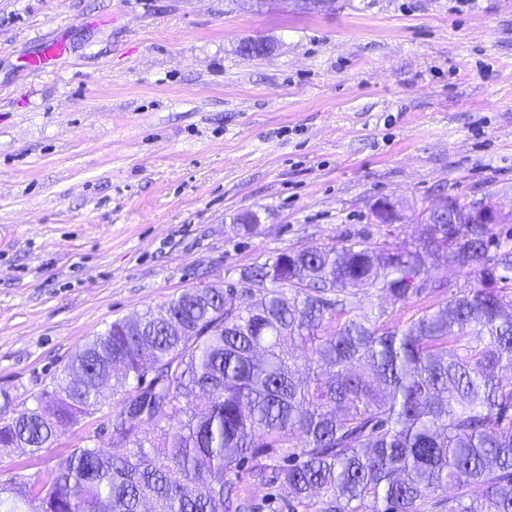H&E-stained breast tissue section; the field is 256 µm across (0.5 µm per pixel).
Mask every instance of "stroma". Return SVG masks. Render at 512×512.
I'll return each mask as SVG.
<instances>
[{
	"label": "stroma",
	"instance_id": "stroma-1",
	"mask_svg": "<svg viewBox=\"0 0 512 512\" xmlns=\"http://www.w3.org/2000/svg\"><path fill=\"white\" fill-rule=\"evenodd\" d=\"M51 38L67 52L26 69ZM446 195L512 210V0H0V393L34 406L185 289L249 304L241 272L282 250L416 242ZM118 403L0 451V481L110 448Z\"/></svg>",
	"mask_w": 512,
	"mask_h": 512
}]
</instances>
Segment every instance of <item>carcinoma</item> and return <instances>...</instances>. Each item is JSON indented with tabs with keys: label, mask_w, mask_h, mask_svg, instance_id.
<instances>
[{
	"label": "carcinoma",
	"mask_w": 512,
	"mask_h": 512,
	"mask_svg": "<svg viewBox=\"0 0 512 512\" xmlns=\"http://www.w3.org/2000/svg\"><path fill=\"white\" fill-rule=\"evenodd\" d=\"M424 236L290 248L242 274L256 300L189 288L85 341L36 405L0 417V450L50 447L119 379L108 453L87 437L0 512H237L249 482L296 512H512V235L451 198ZM466 285L408 319L403 306ZM357 293V299L360 300L362 307L368 312H377L378 308L382 307L392 314L393 319L402 317L406 320L414 311V309L407 310V306L403 307L399 303H394L385 296L376 295L375 292H370L368 296L364 291H357Z\"/></svg>",
	"instance_id": "obj_1"
}]
</instances>
